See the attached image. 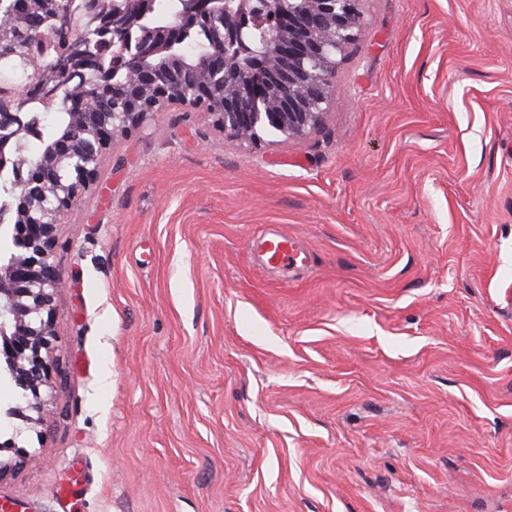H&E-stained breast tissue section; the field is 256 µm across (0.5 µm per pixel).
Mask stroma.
Here are the masks:
<instances>
[{
  "label": "stroma",
  "mask_w": 512,
  "mask_h": 512,
  "mask_svg": "<svg viewBox=\"0 0 512 512\" xmlns=\"http://www.w3.org/2000/svg\"><path fill=\"white\" fill-rule=\"evenodd\" d=\"M361 11L304 136L114 137L56 226L40 420L0 377L1 503L512 512V0ZM261 246L264 262L274 268L285 265L303 266L307 261V256L286 235L269 233L262 238Z\"/></svg>",
  "instance_id": "1"
}]
</instances>
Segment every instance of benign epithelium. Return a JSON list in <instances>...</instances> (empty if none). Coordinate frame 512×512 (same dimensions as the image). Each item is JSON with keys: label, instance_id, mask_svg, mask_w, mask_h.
<instances>
[{"label": "benign epithelium", "instance_id": "7a95c632", "mask_svg": "<svg viewBox=\"0 0 512 512\" xmlns=\"http://www.w3.org/2000/svg\"><path fill=\"white\" fill-rule=\"evenodd\" d=\"M0 5V60L20 57L23 80L0 71V174L16 197L0 202V226L14 252L0 258V340L12 357L22 400L38 412L50 382L52 295L62 284L52 262L61 216L96 184L115 133L143 125L169 105L205 112L224 139L260 142L270 132L301 136L327 108L336 53L360 28L361 0H308L278 17L270 44L286 68L273 94L252 38L266 5L242 0H180L174 19H156L150 0H5ZM189 38L209 51L178 55ZM78 74L67 121L36 158L21 137L40 138L28 100H53L63 76ZM309 87L298 102L291 90Z\"/></svg>", "mask_w": 512, "mask_h": 512}]
</instances>
